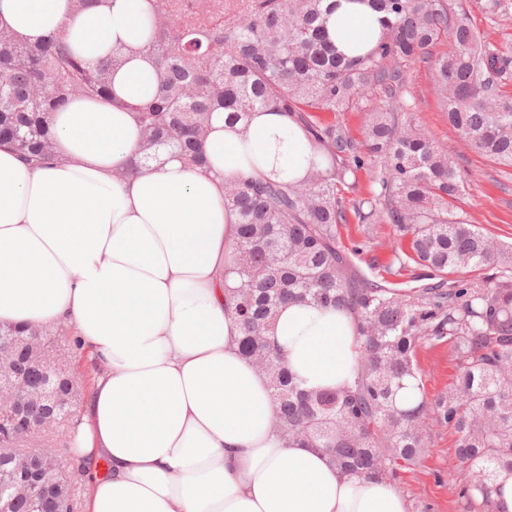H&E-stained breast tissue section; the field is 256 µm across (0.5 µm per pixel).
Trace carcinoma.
Segmentation results:
<instances>
[{
  "instance_id": "carcinoma-1",
  "label": "carcinoma",
  "mask_w": 512,
  "mask_h": 512,
  "mask_svg": "<svg viewBox=\"0 0 512 512\" xmlns=\"http://www.w3.org/2000/svg\"><path fill=\"white\" fill-rule=\"evenodd\" d=\"M386 15L374 49L346 57L328 40L324 0H250L246 13L224 24V0H155L146 51L158 88L131 106L139 114L141 160L177 153L203 162L211 114L243 122L261 108L283 112H343L370 87L392 98L411 64L448 40L451 51L435 61V82L448 122L479 153L512 168V95L495 83L512 58L486 45L462 0H371ZM119 55L89 62L63 36L38 45L0 29V139L10 140L33 164L53 160L50 113L74 96H107ZM326 167L306 184L230 179L224 204L239 224L233 272L241 350L262 359L276 407L273 428L306 448L326 452L349 476L397 481L420 464L428 420L457 436L455 454L465 473L460 488L480 512H494L492 494L512 476V245L497 242L450 210L464 177L448 152L412 123L387 109H369L362 146L381 163L377 178L387 196L386 216L406 241V256L443 276L482 266L502 270L491 282L431 284L416 293L380 288L347 277L349 261L336 241L345 221L337 186L344 158L362 164L358 147L341 128L310 121ZM307 301L346 307L358 318L357 374L351 386L312 392L297 383L268 332L278 306ZM45 341L68 354L80 350L57 327H40ZM14 339L12 370L37 386L44 376ZM447 341L456 355L448 391L413 407L397 404L403 380L424 391L416 351ZM70 402L66 427L76 434L80 397L75 378L54 381ZM43 486L46 507L60 501L76 512L78 488L55 456L22 442L0 425V474Z\"/></svg>"
}]
</instances>
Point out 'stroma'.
Segmentation results:
<instances>
[{"mask_svg": "<svg viewBox=\"0 0 512 512\" xmlns=\"http://www.w3.org/2000/svg\"><path fill=\"white\" fill-rule=\"evenodd\" d=\"M486 0H466L465 8L490 47L512 52V0H501L496 14L485 9ZM449 42L431 50L432 57L417 62L410 82L393 102L400 119L419 125L426 135L448 150L465 178V191L456 201V211L478 225L494 240L512 243V169L498 165L465 142L449 125L434 90L435 56L448 52ZM379 164L365 158L362 167L346 174L339 191L346 220L337 229V240L347 254L351 271L362 280L403 291H414L425 284L427 268L403 260L396 232L388 221L374 216L359 223L355 210L378 201L382 188L375 178ZM416 360L425 394L435 399L443 393L455 373V353L448 343L419 347ZM429 452L421 464L401 473L398 489L406 497L410 512H465L459 492L462 471L455 455V437L448 427L429 423Z\"/></svg>", "mask_w": 512, "mask_h": 512, "instance_id": "stroma-1", "label": "stroma"}]
</instances>
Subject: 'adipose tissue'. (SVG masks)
<instances>
[{"label":"adipose tissue","instance_id":"ef3b65f1","mask_svg":"<svg viewBox=\"0 0 512 512\" xmlns=\"http://www.w3.org/2000/svg\"><path fill=\"white\" fill-rule=\"evenodd\" d=\"M329 2L337 51L369 52L380 13L368 0ZM149 14V0L79 14L71 0H0V27L23 41L62 34L87 59L125 58L108 98L53 115L54 161L32 166L0 144V323L70 326L101 367L71 449L89 474L83 512H408L389 481L343 475L276 435L268 381L239 350L224 184L306 181L320 150L290 113L230 125L216 112L206 165L165 154L135 167L132 106L156 85L139 53ZM272 334L305 387L353 382L352 312L293 302Z\"/></svg>","mask_w":512,"mask_h":512}]
</instances>
